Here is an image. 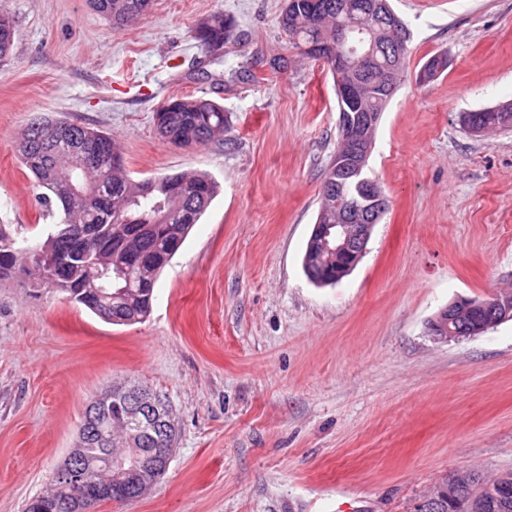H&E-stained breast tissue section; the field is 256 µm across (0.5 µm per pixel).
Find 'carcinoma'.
<instances>
[{"instance_id":"cac0c4a2","label":"carcinoma","mask_w":512,"mask_h":512,"mask_svg":"<svg viewBox=\"0 0 512 512\" xmlns=\"http://www.w3.org/2000/svg\"><path fill=\"white\" fill-rule=\"evenodd\" d=\"M309 0H286L279 23L296 50L322 35L332 42L336 32V3L320 0L322 10L312 15ZM91 8L112 22L118 30L149 12L153 0H88ZM234 23L222 12H215L195 29V39L212 57L233 37ZM15 22L0 14V65L8 63L14 42ZM401 64L393 83L378 88L367 82L365 104L383 113L404 76ZM157 133L164 142L178 147L206 145L224 139V108L209 99L172 97L154 113ZM462 122L482 131H509L512 116L485 109L469 112ZM18 158L32 174L39 189V205L50 214L59 215L45 242L31 246L0 224V279L30 273L29 264L36 263L42 252L57 256L66 265L65 273L52 289L67 300L83 306L104 320L124 325L144 318L150 310L156 276L162 266L184 242L192 226L210 205L217 185L208 175L178 172L160 177L132 181L124 171L123 155L116 140L104 130L42 115L32 121L17 146ZM86 183L81 194H74L62 174ZM367 165L336 169L332 162L326 169L319 199L317 221L322 224L343 222L348 211L355 212L359 224H377L384 212L374 213L371 201L359 191V184L369 180ZM339 182L349 201L350 210L329 203L330 184ZM143 252L148 258L146 271L136 268L129 280L118 279L112 270L87 264L82 255L99 254L105 258ZM304 270L317 279L336 277V264L328 256L305 253ZM139 415L124 399L112 398V408L104 416L102 429L110 433L108 441L98 438L84 441L88 458L102 461L113 453L136 460L145 458L150 448L175 447L177 428L161 444L139 432ZM102 470L98 480L105 490L101 501H130L140 497L134 486L135 476L111 480ZM507 481L512 484V471L494 478L478 470L448 476L447 482L435 489L436 499L429 512H512V497L488 495L487 485ZM453 490H448V486ZM69 497L67 480L54 474L50 487L34 498L28 512H58L56 502Z\"/></svg>"}]
</instances>
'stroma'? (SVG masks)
Masks as SVG:
<instances>
[{"instance_id": "obj_1", "label": "stroma", "mask_w": 512, "mask_h": 512, "mask_svg": "<svg viewBox=\"0 0 512 512\" xmlns=\"http://www.w3.org/2000/svg\"><path fill=\"white\" fill-rule=\"evenodd\" d=\"M389 3L410 41L369 158L388 210L357 266L318 286L303 258L336 90L289 47L284 0H155L118 31L87 0H0L17 29L0 67V224L46 238L15 151L45 113L110 132L132 180L197 171L219 185L142 322L0 280V512H26L90 399L126 383L167 397L178 441L149 491L98 512H335L340 498L413 512L452 472L512 471V321L458 340L428 330L452 300L512 288V132L459 121L512 102V0ZM216 11L236 36L210 62L193 30ZM435 54L447 69L419 81ZM184 96L223 106V140H159L156 108Z\"/></svg>"}]
</instances>
